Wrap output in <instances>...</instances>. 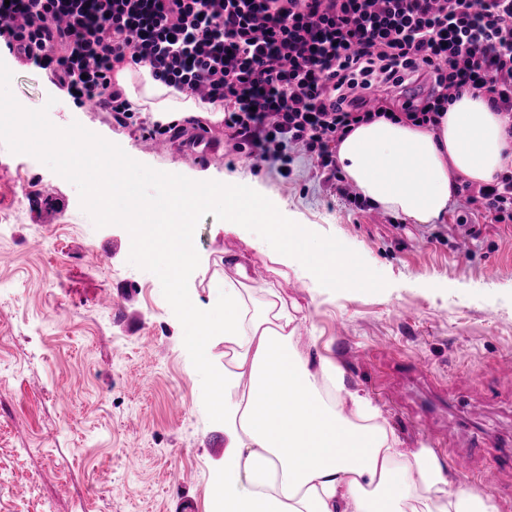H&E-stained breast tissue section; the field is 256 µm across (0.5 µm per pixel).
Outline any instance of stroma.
<instances>
[{"instance_id": "obj_1", "label": "stroma", "mask_w": 512, "mask_h": 512, "mask_svg": "<svg viewBox=\"0 0 512 512\" xmlns=\"http://www.w3.org/2000/svg\"><path fill=\"white\" fill-rule=\"evenodd\" d=\"M0 69L10 74L0 126L30 129L29 143L0 140V512H207L224 461L208 442L224 431L207 407L208 375L161 267L138 260L127 225L99 220L86 173L54 145L63 126L93 131L111 148L112 170L129 186L114 195L115 209L136 198L163 206L172 181L195 189L243 174L249 190L286 200L315 239L342 245L367 274L317 299L306 278L252 248L256 226L218 233L217 206L193 225L208 277L233 276L232 257L261 268L249 280L252 296L271 288L297 304L300 353L336 361L347 386L368 395L381 424L413 452L423 442L403 376L423 369L431 392L452 403L453 442L435 451L450 484L512 512V466L496 486H482L475 473L496 451L469 445L473 432L512 422V223L482 221L479 240H468L474 207L460 194L442 244L431 226L408 220L398 229L396 213L348 205L306 158L283 176L229 139L207 162L177 149L146 152L138 125L78 108L50 73L8 52ZM35 196L42 207L31 206ZM104 243L116 247L106 268L96 261ZM465 451L468 475L454 464Z\"/></svg>"}]
</instances>
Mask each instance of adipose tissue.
<instances>
[{"label": "adipose tissue", "instance_id": "ef3b65f1", "mask_svg": "<svg viewBox=\"0 0 512 512\" xmlns=\"http://www.w3.org/2000/svg\"><path fill=\"white\" fill-rule=\"evenodd\" d=\"M115 79L133 106L156 120L207 109L155 81L146 66L123 68ZM338 158L371 204L435 224L448 214L456 177L485 185L512 168V139L486 100L467 93L435 127L383 118L359 125L339 144ZM86 191L96 196L101 218L130 223L143 263L165 255L164 279L197 353L214 339L224 342L225 364L207 366L209 411L226 437L208 512H495L467 486L449 487L430 449L401 448L378 424V407L345 388L332 359L304 360L294 344L295 313L273 291L253 304L243 262H235V278L212 283L209 303L182 285L197 270L195 216L214 203L224 207L225 233L263 226L256 248L300 272L319 296L354 280L335 243L314 241L305 225L284 221V203L242 195L236 180L173 193L160 210L145 202L127 213L113 209L98 179H88Z\"/></svg>", "mask_w": 512, "mask_h": 512}]
</instances>
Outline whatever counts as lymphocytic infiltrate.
Instances as JSON below:
<instances>
[{
  "label": "lymphocytic infiltrate",
  "instance_id": "1",
  "mask_svg": "<svg viewBox=\"0 0 512 512\" xmlns=\"http://www.w3.org/2000/svg\"><path fill=\"white\" fill-rule=\"evenodd\" d=\"M0 42L122 124L135 112L112 74L150 67L222 103L236 149L282 169L299 149L331 179L354 126H434L470 91L512 138V0H0ZM419 80L424 97L387 108L384 88ZM475 198L491 222L512 223V174Z\"/></svg>",
  "mask_w": 512,
  "mask_h": 512
}]
</instances>
